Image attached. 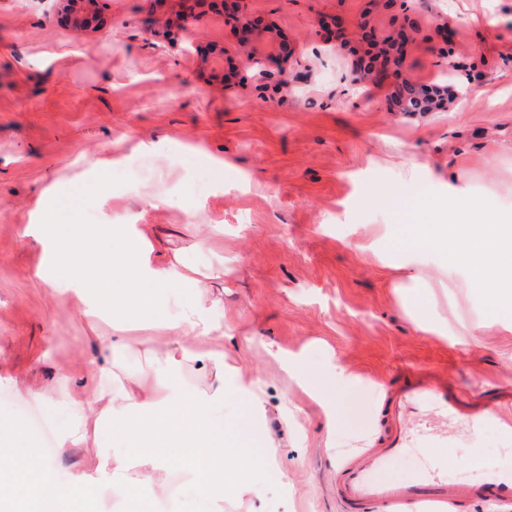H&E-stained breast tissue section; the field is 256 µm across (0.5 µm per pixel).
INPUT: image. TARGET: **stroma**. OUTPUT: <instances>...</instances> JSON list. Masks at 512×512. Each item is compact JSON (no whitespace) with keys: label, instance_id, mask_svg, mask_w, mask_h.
<instances>
[{"label":"stroma","instance_id":"1","mask_svg":"<svg viewBox=\"0 0 512 512\" xmlns=\"http://www.w3.org/2000/svg\"><path fill=\"white\" fill-rule=\"evenodd\" d=\"M287 45L285 76L225 82L240 70L233 24L220 0H198L189 28L159 35L142 19L173 17L180 0H100L94 29L76 33L52 0H0V420L29 430L33 448L57 446L65 417L31 392L92 391L88 363L112 320L88 323L91 298L59 294L40 205L55 198L63 223L145 231L157 262L175 261L167 291L178 313L184 274L207 282L218 325L199 353L223 355L226 372L260 380L275 468L287 483L229 498L225 512H339V458L382 442L390 381L400 368L437 374L489 397L512 381V317L469 294L465 269L402 244L438 196L512 204V0H242ZM347 21L344 40L322 28ZM414 25L406 72L444 87L445 111H393L392 89L348 78L371 41ZM113 158L111 168L93 158ZM224 159L223 177L213 161ZM386 192L391 209L369 205ZM426 295L432 328L410 312ZM352 381L336 392V423L281 359ZM411 448L383 470L406 482L423 467L422 441L449 478L479 483L512 469V446L492 424H470L415 404ZM112 433L53 457L60 481L94 472ZM479 462H472V455Z\"/></svg>","mask_w":512,"mask_h":512}]
</instances>
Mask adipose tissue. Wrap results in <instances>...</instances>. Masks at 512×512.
<instances>
[{
	"mask_svg": "<svg viewBox=\"0 0 512 512\" xmlns=\"http://www.w3.org/2000/svg\"><path fill=\"white\" fill-rule=\"evenodd\" d=\"M41 216L42 236L52 243L55 262L67 275L66 280L57 281V288L75 279L92 297L96 310L115 319L135 320L148 329L159 326L166 317L169 270L151 266L142 236H124L99 249L87 246L85 240L106 233V226L61 223L58 209L48 199L41 204ZM410 234L411 248L448 254L468 270L465 286L470 293L491 297L494 307H504L501 291L512 287V209L490 214L476 195L436 197L427 202L426 223L412 225ZM190 288L191 297L173 322L182 338L165 354L153 352L142 337L115 340L108 336L93 362L108 388L86 396L46 388L34 397L67 416L69 424L59 441L63 452L81 447L103 421H110L118 449L98 469L108 474L116 491L164 487L170 466L189 460L195 464V484L208 503L207 512H224L223 502L229 495L258 493L259 479L280 481L284 475L270 467L259 468L254 450L247 446L251 412L261 405L258 381L241 372L234 381H227L223 357L212 356L202 368L209 380L204 389L186 393L172 384L174 375L198 360L183 345V338L203 340L215 330L204 305L207 285L194 278ZM134 347L141 350L145 367L114 381L115 350ZM231 396L246 410L228 421L222 409ZM132 458L139 465L134 472L128 466ZM0 463L20 469L44 466L30 446L26 429L2 422ZM95 488L96 478L89 474L68 482L51 480L40 487L33 508L35 512L62 510L76 493L90 494Z\"/></svg>",
	"mask_w": 512,
	"mask_h": 512,
	"instance_id": "1",
	"label": "adipose tissue"
}]
</instances>
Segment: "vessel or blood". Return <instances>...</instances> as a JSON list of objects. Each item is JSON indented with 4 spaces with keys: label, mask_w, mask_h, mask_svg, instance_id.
<instances>
[{
    "label": "vessel or blood",
    "mask_w": 512,
    "mask_h": 512,
    "mask_svg": "<svg viewBox=\"0 0 512 512\" xmlns=\"http://www.w3.org/2000/svg\"><path fill=\"white\" fill-rule=\"evenodd\" d=\"M432 396L448 415L467 416L473 428L496 425L512 441V385L501 388L494 405L470 402L457 396L447 383L425 370H400L388 405L390 435L382 447L366 448L340 463L336 496L342 512H457L461 503L480 499L512 502V471L477 485H458L447 478L421 476L399 485L374 480V470L397 458L406 447L402 423L408 409L421 397Z\"/></svg>",
    "instance_id": "vessel-or-blood-1"
}]
</instances>
